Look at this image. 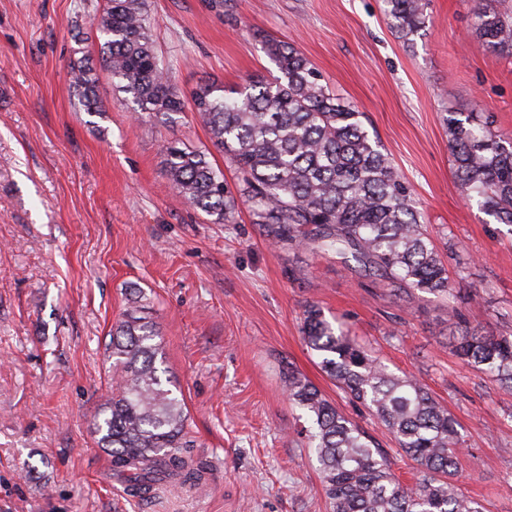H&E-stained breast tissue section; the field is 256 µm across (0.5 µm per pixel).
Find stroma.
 Wrapping results in <instances>:
<instances>
[{
  "label": "stroma",
  "mask_w": 512,
  "mask_h": 512,
  "mask_svg": "<svg viewBox=\"0 0 512 512\" xmlns=\"http://www.w3.org/2000/svg\"><path fill=\"white\" fill-rule=\"evenodd\" d=\"M148 4L155 49L185 94L275 74L265 37L297 48L363 112L412 186L453 290L396 291L355 262L274 246L244 206L234 223H210L164 164L177 139L210 150L235 183L194 112L138 115L103 69V111L81 104L71 69L99 62L104 37L74 24L105 0H0V512H331L285 392L292 369L411 481L391 436L306 346L311 302L426 385L465 440L461 489L484 512H512V392L444 343L452 310L469 326L512 330V226L462 197L444 123L480 112L512 135V56L472 30L477 5L511 19L512 0H430L410 46L389 29L383 0ZM137 299L157 323V365L185 403L184 453L204 468L200 483L163 480L143 498L127 493L92 432L112 391V329Z\"/></svg>",
  "instance_id": "35a3bbf8"
}]
</instances>
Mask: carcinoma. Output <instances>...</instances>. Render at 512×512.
<instances>
[{"mask_svg":"<svg viewBox=\"0 0 512 512\" xmlns=\"http://www.w3.org/2000/svg\"><path fill=\"white\" fill-rule=\"evenodd\" d=\"M392 32L407 44L426 27L429 0H383ZM91 23L106 36L102 62L118 91L139 111L171 116L190 108L215 149L240 175L232 192L207 152L170 142L166 173L180 194L214 224H230L240 204L277 246L331 253L386 279L398 291L450 293L448 268L427 233L424 212L362 113L342 104L310 61L269 38L265 50L279 75L256 77L225 93L207 84L184 98L156 55L147 0H106ZM474 33L512 54V23L488 8L474 12ZM84 106L102 111L96 70L73 68ZM448 150L461 192L499 224L512 225V138L494 134L476 115L448 113ZM304 341L323 373L363 405L415 463L411 483L390 470L372 438L305 375L288 370V399L305 414L312 453L333 512H483L457 486L463 441L448 409L418 379L392 372L371 348L322 308L303 311ZM448 339L463 361L512 390V334L482 333L448 314ZM156 323L128 311L112 336V396L95 417L98 446L133 495L163 479H201L183 455L182 400L156 366Z\"/></svg>","mask_w":512,"mask_h":512,"instance_id":"obj_1","label":"carcinoma"}]
</instances>
